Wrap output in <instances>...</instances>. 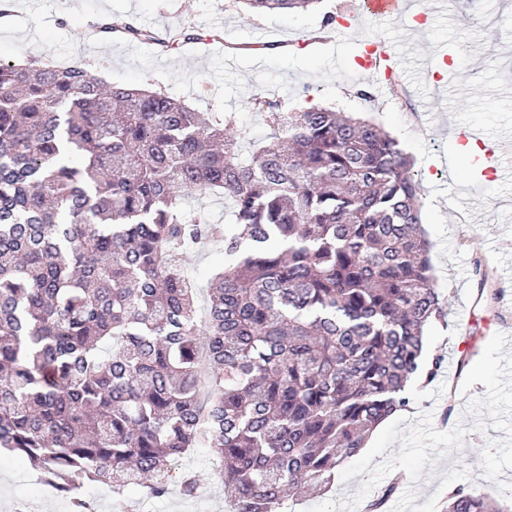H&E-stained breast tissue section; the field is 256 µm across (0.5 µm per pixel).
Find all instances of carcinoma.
<instances>
[{"label":"carcinoma","mask_w":512,"mask_h":512,"mask_svg":"<svg viewBox=\"0 0 512 512\" xmlns=\"http://www.w3.org/2000/svg\"><path fill=\"white\" fill-rule=\"evenodd\" d=\"M269 119L244 161L231 113L107 87L81 61H0V450L75 512L86 481L164 496L197 447L232 512H288L440 369L424 335L447 312L398 140L317 105ZM211 194L232 223L187 217ZM209 243L228 263L201 320L176 259ZM178 483L198 493L194 472ZM445 512L512 510L460 487Z\"/></svg>","instance_id":"cac0c4a2"}]
</instances>
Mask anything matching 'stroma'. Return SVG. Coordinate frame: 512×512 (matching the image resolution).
<instances>
[{
	"label": "stroma",
	"mask_w": 512,
	"mask_h": 512,
	"mask_svg": "<svg viewBox=\"0 0 512 512\" xmlns=\"http://www.w3.org/2000/svg\"><path fill=\"white\" fill-rule=\"evenodd\" d=\"M13 23L0 26V59L35 58L64 66L80 60L110 84L161 90L200 112L235 113L238 130L253 141L271 132L248 102V91H264L285 107L302 101L368 117L394 136L411 158L419 182V201L430 244L434 286L447 302V325L429 328L427 357H442L432 382L409 386L411 404L402 418L416 423L431 412L435 429L467 427L462 447L424 469L417 482L418 503L435 495L450 469L467 468L462 483L475 495L498 497L480 466L487 439H502L490 425L475 427L465 408L469 397L486 392L483 384L463 391L460 359L476 362L498 333L512 349V154H503L495 177L476 170L473 155L462 152L454 129L475 125L493 139L512 136V0H446V9L428 14V27L416 28L411 16L364 19L352 31L325 25V13L346 0H318L308 10L250 16L241 0H9ZM120 19L154 32L156 42L84 40L80 34L98 19ZM187 32L191 38L162 51L158 39ZM383 39L404 49L401 72L416 116L376 77L359 73L355 59L365 42ZM452 60L444 69V60ZM371 86L375 101L360 99ZM491 267L489 280L498 298L478 301L475 260ZM222 248L209 246L189 256L186 270L196 284L198 309L208 302L207 286L223 268ZM200 483L196 498H183L178 485L166 497L150 499L140 487L115 495L101 484L83 494L97 499L98 512H224L227 495L215 461L206 448L179 460ZM32 470L13 454L0 456V512H14L26 501L31 512H70L66 493L44 492ZM436 496V495H435Z\"/></svg>",
	"instance_id": "stroma-1"
}]
</instances>
